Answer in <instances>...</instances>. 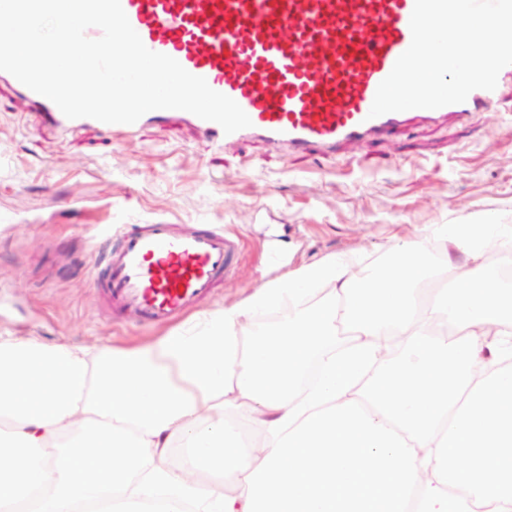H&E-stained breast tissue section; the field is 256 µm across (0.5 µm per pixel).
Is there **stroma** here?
<instances>
[{
    "label": "stroma",
    "mask_w": 512,
    "mask_h": 512,
    "mask_svg": "<svg viewBox=\"0 0 512 512\" xmlns=\"http://www.w3.org/2000/svg\"><path fill=\"white\" fill-rule=\"evenodd\" d=\"M512 225V89L465 123L413 122L337 155L207 146L185 124L60 139L0 86V333L135 345L166 333L113 311L95 273L128 224H208L238 248L198 312L333 253L372 261L431 224Z\"/></svg>",
    "instance_id": "35a3bbf8"
}]
</instances>
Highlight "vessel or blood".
Masks as SVG:
<instances>
[{
	"label": "vessel or blood",
	"instance_id": "1",
	"mask_svg": "<svg viewBox=\"0 0 512 512\" xmlns=\"http://www.w3.org/2000/svg\"><path fill=\"white\" fill-rule=\"evenodd\" d=\"M415 0H121L133 29L151 51L177 60L192 75L233 99L250 127L224 133L183 110L159 109L132 124L100 123L102 132L136 135L144 125L186 123L211 146L247 139L270 149L333 153L378 140L414 121L463 122L497 105V89L472 91L465 102L370 117L379 84L412 39ZM29 109L67 134L90 125L70 119L46 97L0 71ZM234 243L216 230L179 233L171 224H133L113 251L103 293L147 324L181 316L224 276Z\"/></svg>",
	"mask_w": 512,
	"mask_h": 512
}]
</instances>
